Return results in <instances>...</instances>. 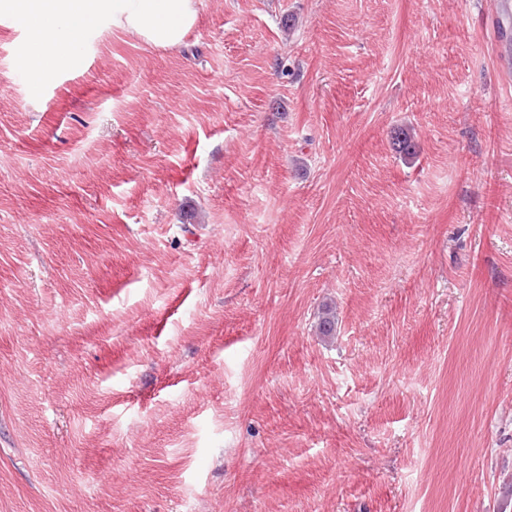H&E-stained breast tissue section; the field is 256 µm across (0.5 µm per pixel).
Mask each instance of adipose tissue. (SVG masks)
<instances>
[{
	"label": "adipose tissue",
	"instance_id": "obj_1",
	"mask_svg": "<svg viewBox=\"0 0 512 512\" xmlns=\"http://www.w3.org/2000/svg\"><path fill=\"white\" fill-rule=\"evenodd\" d=\"M28 30L31 77L40 82L58 67L81 63L78 47L102 17L149 46H179L197 18L196 0H0Z\"/></svg>",
	"mask_w": 512,
	"mask_h": 512
}]
</instances>
